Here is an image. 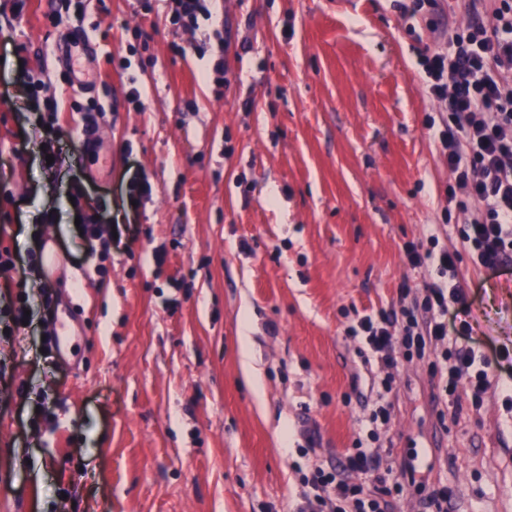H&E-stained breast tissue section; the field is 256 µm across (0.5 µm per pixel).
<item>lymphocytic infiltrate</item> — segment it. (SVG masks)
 <instances>
[{
	"instance_id": "1",
	"label": "lymphocytic infiltrate",
	"mask_w": 512,
	"mask_h": 512,
	"mask_svg": "<svg viewBox=\"0 0 512 512\" xmlns=\"http://www.w3.org/2000/svg\"><path fill=\"white\" fill-rule=\"evenodd\" d=\"M421 65L432 94L448 103L434 138L465 194L459 208L478 206L462 241L481 265L498 267L512 253V0H494L492 9L473 12L467 26H449L446 48L422 54ZM405 256L411 266H435L438 281L425 284L420 302L363 315L348 335L387 369L384 392L393 389L400 358H422L438 346L442 392L454 398L463 389L480 402L488 387L485 361L448 337V304L461 296L456 253L433 236L425 246L407 244ZM381 463L380 455L359 449L345 455L339 472L316 469L301 512H393L400 483L369 491L355 480Z\"/></svg>"
}]
</instances>
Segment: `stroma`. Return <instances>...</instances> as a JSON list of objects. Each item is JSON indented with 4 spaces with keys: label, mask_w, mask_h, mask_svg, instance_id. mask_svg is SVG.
<instances>
[{
    "label": "stroma",
    "mask_w": 512,
    "mask_h": 512,
    "mask_svg": "<svg viewBox=\"0 0 512 512\" xmlns=\"http://www.w3.org/2000/svg\"><path fill=\"white\" fill-rule=\"evenodd\" d=\"M410 3L219 0L217 22L176 30L168 0H0V247L18 257L0 321L22 294L31 319L0 335V512H298L305 477L359 445L403 484L395 512H429L412 466L452 491L448 512H512V258L488 269L462 244L427 126L448 105L419 64L469 2ZM54 11L92 45V88L68 79ZM218 60L223 83L202 81ZM23 64L58 103L51 169ZM77 193L109 252L76 227ZM433 235L458 253L448 332L491 387L456 413L428 361L402 360L374 441L385 373L346 329L436 280L403 253ZM49 237L66 257L50 282L30 271ZM55 313L82 327L68 363L40 351Z\"/></svg>",
    "instance_id": "stroma-1"
}]
</instances>
